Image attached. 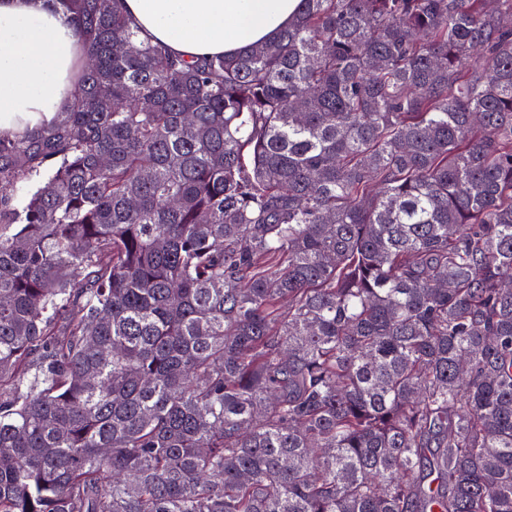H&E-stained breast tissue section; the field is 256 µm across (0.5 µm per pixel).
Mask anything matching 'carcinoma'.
I'll return each instance as SVG.
<instances>
[{"label": "carcinoma", "mask_w": 512, "mask_h": 512, "mask_svg": "<svg viewBox=\"0 0 512 512\" xmlns=\"http://www.w3.org/2000/svg\"><path fill=\"white\" fill-rule=\"evenodd\" d=\"M53 4L93 63L0 130V512H512V0L198 61Z\"/></svg>", "instance_id": "carcinoma-1"}]
</instances>
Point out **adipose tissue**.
<instances>
[{
	"instance_id": "ef3b65f1",
	"label": "adipose tissue",
	"mask_w": 512,
	"mask_h": 512,
	"mask_svg": "<svg viewBox=\"0 0 512 512\" xmlns=\"http://www.w3.org/2000/svg\"><path fill=\"white\" fill-rule=\"evenodd\" d=\"M299 0H123L141 39L201 58L238 52L287 26ZM87 53L49 0H0V130L23 133L71 109Z\"/></svg>"
}]
</instances>
